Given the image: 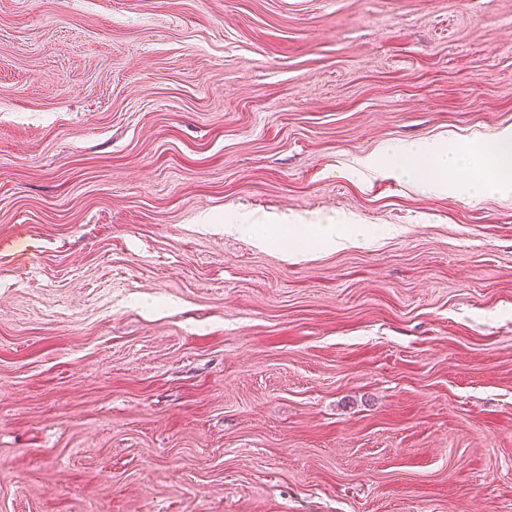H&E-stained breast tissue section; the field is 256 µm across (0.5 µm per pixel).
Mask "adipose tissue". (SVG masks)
Returning a JSON list of instances; mask_svg holds the SVG:
<instances>
[{
	"label": "adipose tissue",
	"mask_w": 512,
	"mask_h": 512,
	"mask_svg": "<svg viewBox=\"0 0 512 512\" xmlns=\"http://www.w3.org/2000/svg\"><path fill=\"white\" fill-rule=\"evenodd\" d=\"M475 158L462 150H452L434 141L412 143L387 165L405 180L430 191L477 199L489 194L512 192V132H501L489 157L484 173H474ZM298 224L273 225L268 242L285 241L289 254H304L315 247H340L365 238L368 229L362 224H343L335 220L310 225L309 235H302Z\"/></svg>",
	"instance_id": "1"
}]
</instances>
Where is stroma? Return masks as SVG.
<instances>
[{
    "instance_id": "35a3bbf8",
    "label": "stroma",
    "mask_w": 512,
    "mask_h": 512,
    "mask_svg": "<svg viewBox=\"0 0 512 512\" xmlns=\"http://www.w3.org/2000/svg\"><path fill=\"white\" fill-rule=\"evenodd\" d=\"M506 129L512 0H0V512H512V193L359 165ZM272 226L268 236L261 238L265 244L284 240L291 255L305 254L314 247H340L357 242L366 237L367 227L363 224H341L334 219L316 224H263ZM309 229V235H302L303 229Z\"/></svg>"
}]
</instances>
